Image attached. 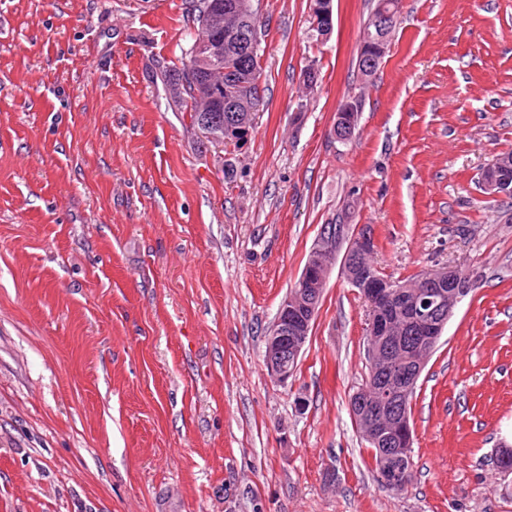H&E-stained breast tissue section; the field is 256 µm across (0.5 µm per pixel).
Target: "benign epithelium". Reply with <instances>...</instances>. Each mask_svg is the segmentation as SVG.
<instances>
[{"mask_svg": "<svg viewBox=\"0 0 512 512\" xmlns=\"http://www.w3.org/2000/svg\"><path fill=\"white\" fill-rule=\"evenodd\" d=\"M314 28L321 37L329 36L333 31V0H310ZM402 0H376L369 21L365 25L360 39L367 40L369 50L359 53L358 73L365 80L373 75L389 52L394 24L400 12ZM261 0H222L211 14V35L198 43L196 56L199 64L218 69L228 66L238 69L241 85L231 86L215 83L207 90L214 100L224 99V111L229 116L224 124L216 123L210 114L199 118L203 135L223 146L237 148L247 144L254 130V100L241 91L243 86H260L261 77L250 67L251 50L244 48L242 29L238 21L242 17L260 18ZM360 100L352 95L337 108L333 133L336 139L348 141L358 126ZM486 194L497 196L512 192V184L498 178H481ZM345 224H325L315 239L305 268L294 285L293 291L282 301L277 318L267 334L266 363L272 376L285 384L293 376L288 363L297 361L301 356L309 336L312 322L318 313V301L326 286V275L330 261L336 255L341 244L345 249L342 274L348 283L358 289L366 290V297L374 317L369 321V331L374 336L388 338L389 316L409 312L419 327L422 336L421 345L433 352L447 321L455 307L470 288L471 283L462 271L445 267L424 275L416 289L407 293L390 281H369L358 257L376 246L371 225L361 224L351 234H346ZM450 284L451 290L444 293L436 291L443 283ZM378 398L365 404L364 411L373 420L372 428L379 433L388 428L402 433L408 427L401 417L390 418L389 413L396 410L410 392L419 371L402 370L393 361L378 370ZM410 473L407 470H386L378 474L379 481L389 487H401L407 484Z\"/></svg>", "mask_w": 512, "mask_h": 512, "instance_id": "benign-epithelium-1", "label": "benign epithelium"}]
</instances>
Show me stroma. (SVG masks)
Segmentation results:
<instances>
[{"instance_id":"35a3bbf8","label":"stroma","mask_w":512,"mask_h":512,"mask_svg":"<svg viewBox=\"0 0 512 512\" xmlns=\"http://www.w3.org/2000/svg\"><path fill=\"white\" fill-rule=\"evenodd\" d=\"M371 6L334 0L321 41L309 0H262L234 149L166 90L188 0H0V512H512V196L480 185L512 151V0H403L364 84ZM326 224L371 225L385 274L474 284L418 380L402 492L349 411L368 308L340 266L288 383L264 360ZM359 112H361L360 100L356 95H352L340 103L333 127L336 139L348 141L352 138L358 126Z\"/></svg>"}]
</instances>
